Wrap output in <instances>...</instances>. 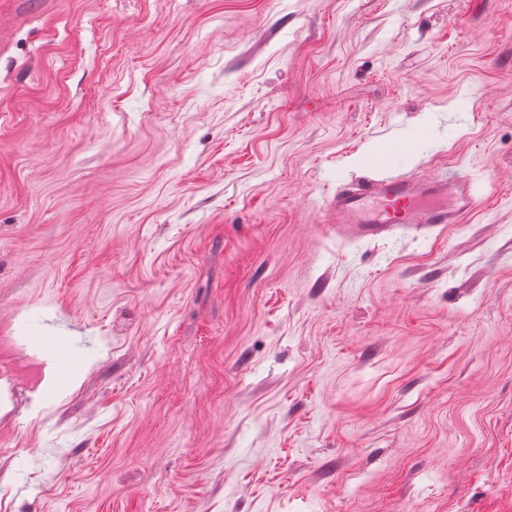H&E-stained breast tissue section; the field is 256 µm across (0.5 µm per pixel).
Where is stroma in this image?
<instances>
[{
	"label": "stroma",
	"instance_id": "1",
	"mask_svg": "<svg viewBox=\"0 0 512 512\" xmlns=\"http://www.w3.org/2000/svg\"><path fill=\"white\" fill-rule=\"evenodd\" d=\"M0 321V512H512V0H0ZM474 176L454 172L444 178L416 174L370 179L341 186L328 201L329 223L356 224L364 235L405 224H460L478 206ZM42 336L44 337L42 345L51 353V359L55 363H59L61 369L63 367L68 369V373L66 375H63L61 370L60 373L58 372L57 374L48 377L45 389L76 383L82 375V366H80L78 362H73L72 357L59 348L54 337L46 334H43Z\"/></svg>",
	"mask_w": 512,
	"mask_h": 512
}]
</instances>
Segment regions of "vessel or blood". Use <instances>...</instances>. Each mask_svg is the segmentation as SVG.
Wrapping results in <instances>:
<instances>
[{"instance_id": "obj_1", "label": "vessel or blood", "mask_w": 512, "mask_h": 512, "mask_svg": "<svg viewBox=\"0 0 512 512\" xmlns=\"http://www.w3.org/2000/svg\"><path fill=\"white\" fill-rule=\"evenodd\" d=\"M472 174L458 171L444 178L416 174L375 178L342 186L328 201L329 221L357 225L373 235L405 224H459L477 207Z\"/></svg>"}]
</instances>
